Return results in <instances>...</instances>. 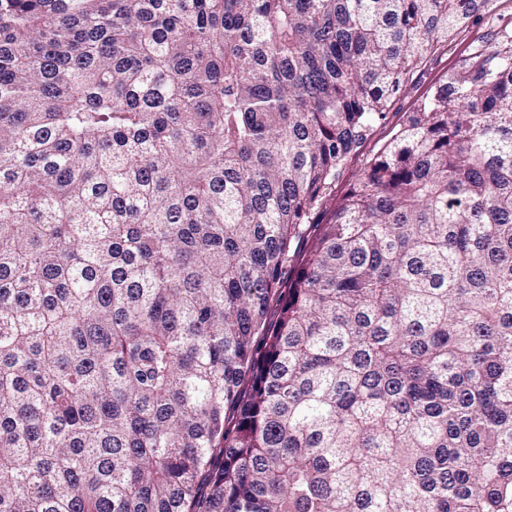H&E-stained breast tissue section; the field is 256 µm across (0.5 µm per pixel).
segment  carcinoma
<instances>
[{"mask_svg":"<svg viewBox=\"0 0 512 512\" xmlns=\"http://www.w3.org/2000/svg\"><path fill=\"white\" fill-rule=\"evenodd\" d=\"M484 2L0 0V512H512ZM507 24L512 27V0H487L480 19L470 23L454 40L439 46L426 57L416 69L406 91L393 100L385 123L374 130L359 153L342 170L336 182V198L348 187L352 173L360 169L366 159L390 137L391 129L406 120L409 112H415L430 89L462 63L465 51L474 46L486 45L492 30Z\"/></svg>","mask_w":512,"mask_h":512,"instance_id":"1","label":"carcinoma"}]
</instances>
